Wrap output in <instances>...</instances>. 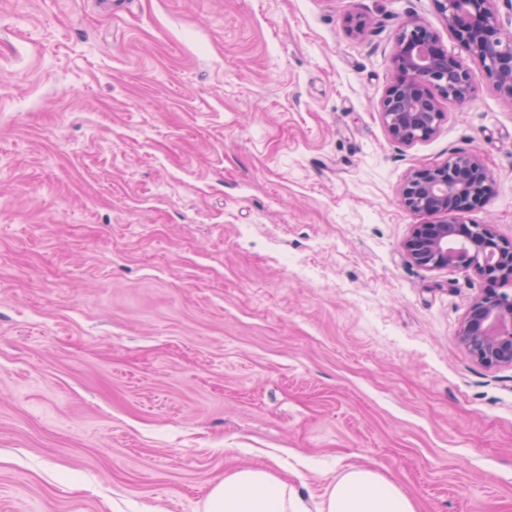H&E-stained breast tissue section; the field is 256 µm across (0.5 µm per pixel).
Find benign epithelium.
I'll return each instance as SVG.
<instances>
[{
  "mask_svg": "<svg viewBox=\"0 0 512 512\" xmlns=\"http://www.w3.org/2000/svg\"><path fill=\"white\" fill-rule=\"evenodd\" d=\"M433 2L499 93L512 101V43L501 37L494 0ZM392 64L395 76L381 114L391 137L402 144L435 133L444 117L439 99L461 103L472 93L468 70L423 21L411 20L399 30ZM488 181L486 168L472 155L415 170L399 191L402 206L444 220L414 225L402 250L420 267L472 269L491 284L471 304L459 341L482 365L512 366V296L493 288L512 277V243L498 239L492 225L467 224L463 217L484 203Z\"/></svg>",
  "mask_w": 512,
  "mask_h": 512,
  "instance_id": "7a95c632",
  "label": "benign epithelium"
}]
</instances>
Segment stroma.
I'll use <instances>...</instances> for the list:
<instances>
[{"label": "stroma", "instance_id": "obj_1", "mask_svg": "<svg viewBox=\"0 0 512 512\" xmlns=\"http://www.w3.org/2000/svg\"><path fill=\"white\" fill-rule=\"evenodd\" d=\"M361 16L364 33L348 28ZM433 0H0V512H201L225 471L316 499L512 512V366L458 340L485 280L402 243L457 153L512 242V101L477 63L429 138L380 103Z\"/></svg>", "mask_w": 512, "mask_h": 512}]
</instances>
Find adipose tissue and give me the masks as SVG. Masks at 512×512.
<instances>
[{"label": "adipose tissue", "instance_id": "ef3b65f1", "mask_svg": "<svg viewBox=\"0 0 512 512\" xmlns=\"http://www.w3.org/2000/svg\"><path fill=\"white\" fill-rule=\"evenodd\" d=\"M203 512H416L396 483L359 466L341 468L315 505L265 467L225 472L210 489Z\"/></svg>", "mask_w": 512, "mask_h": 512}]
</instances>
